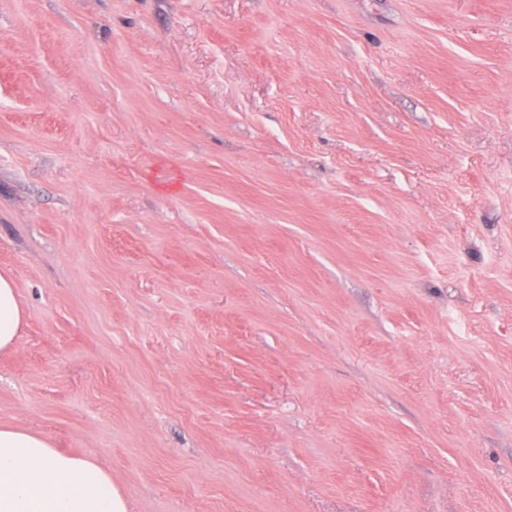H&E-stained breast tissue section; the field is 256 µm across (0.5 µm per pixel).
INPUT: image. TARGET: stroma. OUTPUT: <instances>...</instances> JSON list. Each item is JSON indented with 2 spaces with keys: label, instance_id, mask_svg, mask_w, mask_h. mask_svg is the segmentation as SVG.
<instances>
[{
  "label": "stroma",
  "instance_id": "obj_1",
  "mask_svg": "<svg viewBox=\"0 0 512 512\" xmlns=\"http://www.w3.org/2000/svg\"><path fill=\"white\" fill-rule=\"evenodd\" d=\"M0 273L133 512H512V0H0Z\"/></svg>",
  "mask_w": 512,
  "mask_h": 512
}]
</instances>
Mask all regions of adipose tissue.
Listing matches in <instances>:
<instances>
[{
	"label": "adipose tissue",
	"instance_id": "1",
	"mask_svg": "<svg viewBox=\"0 0 512 512\" xmlns=\"http://www.w3.org/2000/svg\"><path fill=\"white\" fill-rule=\"evenodd\" d=\"M26 315L11 275L0 274V353L11 352ZM0 512H131L109 470L54 448L37 433L0 427Z\"/></svg>",
	"mask_w": 512,
	"mask_h": 512
}]
</instances>
